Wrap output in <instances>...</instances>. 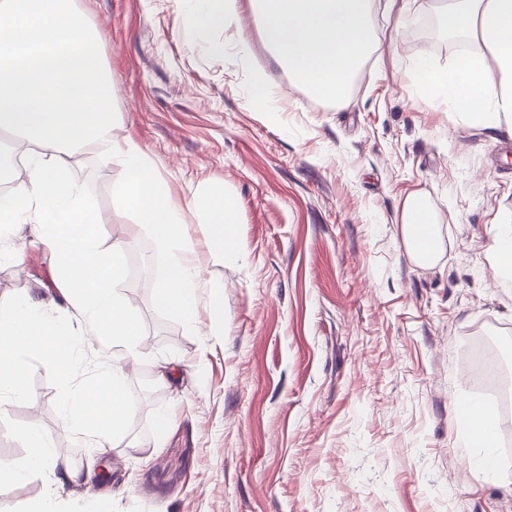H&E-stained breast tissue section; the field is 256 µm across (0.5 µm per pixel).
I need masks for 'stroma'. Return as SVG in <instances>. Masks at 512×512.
Segmentation results:
<instances>
[{"label": "stroma", "instance_id": "35a3bbf8", "mask_svg": "<svg viewBox=\"0 0 512 512\" xmlns=\"http://www.w3.org/2000/svg\"><path fill=\"white\" fill-rule=\"evenodd\" d=\"M437 0H373L376 48L345 101L315 98L281 66L240 0L233 31L197 33L183 0H74L100 33L121 135L137 141L171 197L206 185L238 203L241 260L220 261L189 216L200 333L163 321L149 292L121 288L146 332L123 364L138 395L129 447L73 443L44 370L35 402L0 406V460L23 468L38 424L87 483L62 470L0 477V512L52 494L59 512H512V408L481 391L473 341L494 336L512 369V282L497 241L512 228V136L473 128L418 90L419 63L457 56ZM220 42L224 51L207 50ZM269 77L254 100L252 70ZM278 111L269 119L265 109ZM66 163L98 200L106 242L131 263L153 251L111 189L122 170L81 151ZM442 240L415 263L400 233L414 192ZM0 300L54 294V262L30 229L7 239ZM224 323L209 331L214 303ZM176 372L159 383L160 365ZM497 414L498 477L478 479L455 412Z\"/></svg>", "mask_w": 512, "mask_h": 512}]
</instances>
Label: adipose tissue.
Here are the masks:
<instances>
[{"label":"adipose tissue","instance_id":"ef3b65f1","mask_svg":"<svg viewBox=\"0 0 512 512\" xmlns=\"http://www.w3.org/2000/svg\"><path fill=\"white\" fill-rule=\"evenodd\" d=\"M198 30L239 25V0H185ZM265 19L267 39L295 80L315 95L344 100L346 90L374 50L372 0H251ZM448 33L480 41L485 51L464 54L445 69L420 64L417 82L451 116L472 126L512 135V0H446ZM401 233L416 263L427 266L441 243L421 193L409 195ZM469 446L483 475L495 472L490 410L468 423Z\"/></svg>","mask_w":512,"mask_h":512}]
</instances>
